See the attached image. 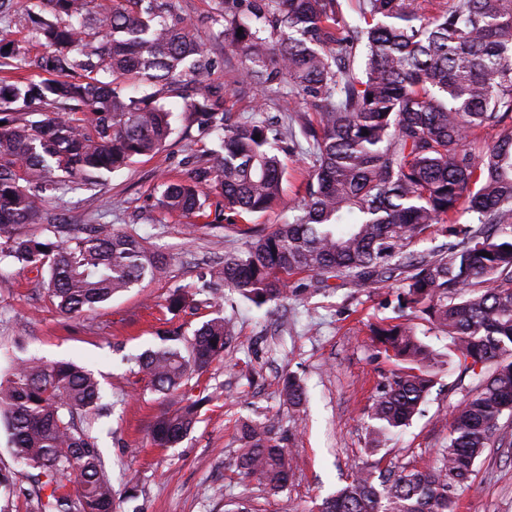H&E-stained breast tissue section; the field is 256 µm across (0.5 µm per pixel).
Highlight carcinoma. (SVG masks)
<instances>
[{"mask_svg":"<svg viewBox=\"0 0 512 512\" xmlns=\"http://www.w3.org/2000/svg\"><path fill=\"white\" fill-rule=\"evenodd\" d=\"M347 5L224 0L245 82L277 86L294 113L280 129L260 104L228 122L224 87L199 82L203 48L169 0H26V24L48 47L38 65L47 77L0 84V261L44 272L52 301L71 315L166 273L165 255L110 224L60 242L24 230L43 208V187L94 186L170 135L172 112L154 93L124 94L120 77L182 97L200 135L221 148L190 179L161 182L163 212L216 223L265 212L281 196L282 154L302 135L301 203L288 222L224 255L212 303L224 287L262 308L288 299L290 279L303 273L319 288L397 287L394 321L369 329L376 355L395 363L367 411L372 444L407 427L438 383L443 361L417 321L450 338L453 359L477 383L452 406L433 462L357 465L318 512H451L448 491L468 484L485 450L512 447L498 436L512 421V0H356L352 21ZM212 195L224 202L214 215L205 206ZM433 234L447 242L414 250ZM192 302L176 288L167 310ZM163 340L134 363L168 402L151 426L153 445L173 448L197 422L200 376L236 330L218 313L190 338L169 330ZM283 391L300 413L304 386L290 376ZM110 408L94 374L74 364L30 358L0 381V422L33 512H115L96 436ZM241 439V473L286 488L294 457L269 427L246 423Z\"/></svg>","mask_w":512,"mask_h":512,"instance_id":"obj_1","label":"carcinoma"}]
</instances>
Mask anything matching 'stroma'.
Wrapping results in <instances>:
<instances>
[{
    "label": "stroma",
    "instance_id": "stroma-1",
    "mask_svg": "<svg viewBox=\"0 0 512 512\" xmlns=\"http://www.w3.org/2000/svg\"><path fill=\"white\" fill-rule=\"evenodd\" d=\"M174 15L193 21L192 35L207 54L205 82L223 86L233 118L250 116L264 104L267 118L284 124L289 113L274 90L246 85L244 61L224 38V0H170ZM10 22L0 34L18 43L25 62L0 66V80L38 77L33 64L43 49L21 21L19 0H9ZM172 112L173 132L154 155L103 173L93 189L48 193L33 230L59 239L92 224L115 230L136 228L153 249L170 256L169 274L116 295L95 311L78 317L60 313L39 283L35 269L0 263V375L15 358L36 356L71 362L92 371L108 399L124 395L101 421L99 446L114 485L135 476V498L117 500L116 512H225L244 501L255 512H317L322 501L348 481L354 464L375 460L380 467H422L448 436L446 412L463 394L457 373H442L421 415L368 456L367 409L391 364L376 357L370 325L393 317L371 288H316L313 276L293 278L287 300L263 309L225 294V316L235 320L238 339L223 360L201 378L210 397L189 435L172 448L150 441V426L163 408L159 394L147 390L131 371L128 355L157 346L158 335L177 329L192 336L211 317L207 305L210 274L224 265V254L245 249L258 229L287 221L296 204L308 159L297 152L284 157L287 175L281 202L248 222L206 224L193 217L161 212L155 205L161 178L188 179L199 157L212 149L190 127L180 98L161 95ZM193 293V307L167 310L175 288ZM295 374L307 400L302 425L283 394V378ZM269 425L296 455L288 486L268 492L242 478L235 463L245 420ZM453 512H512V448H490L477 461L468 485L449 492Z\"/></svg>",
    "mask_w": 512,
    "mask_h": 512
}]
</instances>
